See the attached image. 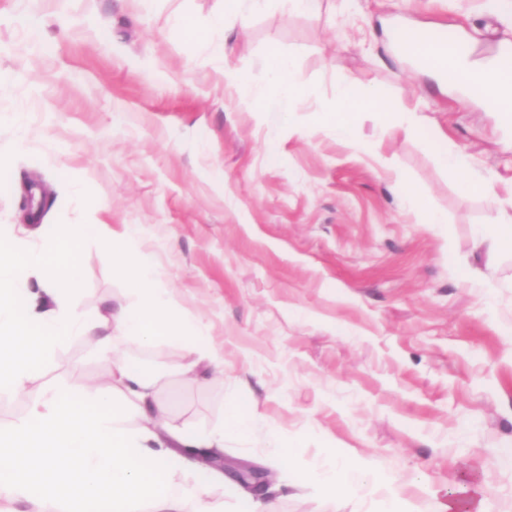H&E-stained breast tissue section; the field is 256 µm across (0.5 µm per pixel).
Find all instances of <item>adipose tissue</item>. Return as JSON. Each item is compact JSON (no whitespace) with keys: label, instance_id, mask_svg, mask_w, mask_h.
<instances>
[{"label":"adipose tissue","instance_id":"1","mask_svg":"<svg viewBox=\"0 0 512 512\" xmlns=\"http://www.w3.org/2000/svg\"><path fill=\"white\" fill-rule=\"evenodd\" d=\"M221 2V12L203 20L175 16L176 31L224 59L226 90L249 106L262 109L272 95L293 104L302 95V83L294 59L281 47L266 51L262 64L268 80L260 88L244 71L227 64L231 41H211L214 31L225 30L228 19L247 24L252 15L276 7L279 0ZM384 106L381 97L345 81L314 120L337 138L349 140L364 115ZM104 229L95 221L63 224L35 242L0 229V392L24 388L56 340L98 328L112 329L137 344L160 336L188 341L191 358L182 368L187 375H197L202 364L223 363L206 324L181 313L170 295L157 288L158 273L142 259L137 228L104 239L131 286L132 305L97 322L75 308L81 287L76 249ZM111 371L107 387L41 390L23 419L0 425V503H26L37 510L49 503L52 512H93L97 506L104 512H214L207 491L218 471L195 461L191 452L222 448L228 434L249 436L261 415L233 401L222 428L177 429L165 422L166 407L154 398L158 373L130 359L112 361ZM313 466L329 493L338 482H358L380 468L378 462L357 459L345 448L330 460H314ZM177 470L194 474V491L169 482V474Z\"/></svg>","mask_w":512,"mask_h":512}]
</instances>
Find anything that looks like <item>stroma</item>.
Here are the masks:
<instances>
[{"mask_svg": "<svg viewBox=\"0 0 512 512\" xmlns=\"http://www.w3.org/2000/svg\"><path fill=\"white\" fill-rule=\"evenodd\" d=\"M217 6L160 0L145 14L135 0H0V70L17 76L0 93V225L48 232L94 214L111 231L138 227L160 288L208 325L224 372L187 378V347L170 339L117 338L112 349L165 371L156 397L174 427L222 426L232 400L278 424L291 461L268 444L265 423L223 449L280 473L278 512H373L366 490L340 484L326 495L310 479V460L335 447L381 461L421 512L472 470L483 512H512V257L473 243L512 197V122L399 61L379 25L443 28L484 59L512 44V0H326L318 14L254 16L230 64L264 84L261 59L278 44L305 94L292 112L273 99L260 116L226 92L219 61L171 26L177 11ZM32 17L48 21L36 42ZM346 79L390 111L421 112L424 129L393 135L372 117L346 142L315 125L312 113ZM450 148L493 182L496 199L462 193L437 162ZM71 169L82 196L62 179ZM398 176L446 223L410 209ZM78 251L77 309L100 317L126 306L128 283L100 242ZM472 269L490 280L486 293L470 288ZM109 376L96 337L57 341L25 390L0 394V423L24 418L43 386Z\"/></svg>", "mask_w": 512, "mask_h": 512, "instance_id": "obj_1", "label": "stroma"}]
</instances>
